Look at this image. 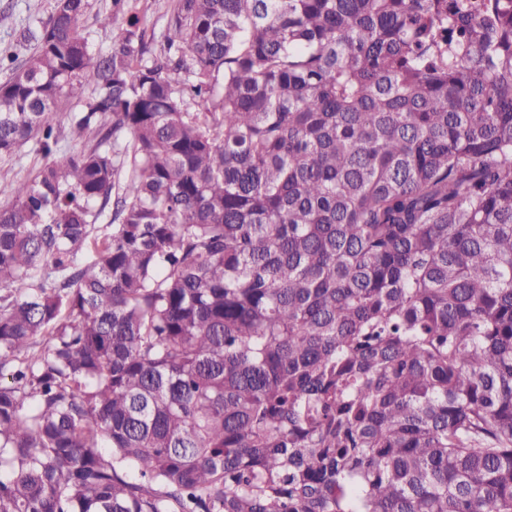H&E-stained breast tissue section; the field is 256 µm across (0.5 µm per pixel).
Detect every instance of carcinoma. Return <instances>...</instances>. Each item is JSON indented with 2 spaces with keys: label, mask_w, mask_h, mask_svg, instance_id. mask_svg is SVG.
Listing matches in <instances>:
<instances>
[{
  "label": "carcinoma",
  "mask_w": 512,
  "mask_h": 512,
  "mask_svg": "<svg viewBox=\"0 0 512 512\" xmlns=\"http://www.w3.org/2000/svg\"><path fill=\"white\" fill-rule=\"evenodd\" d=\"M88 7L0 44V512H512V0ZM90 8L82 19V33L94 54H105L112 49V41L126 28L130 16H137L140 29L151 48H159L166 32V22L175 6V0H129L128 11L103 28L98 18L108 13L111 0H90ZM44 161L41 155L33 152L31 145L23 147L13 156H0V202L8 199L11 188L17 181L29 176L32 170Z\"/></svg>",
  "instance_id": "obj_1"
}]
</instances>
